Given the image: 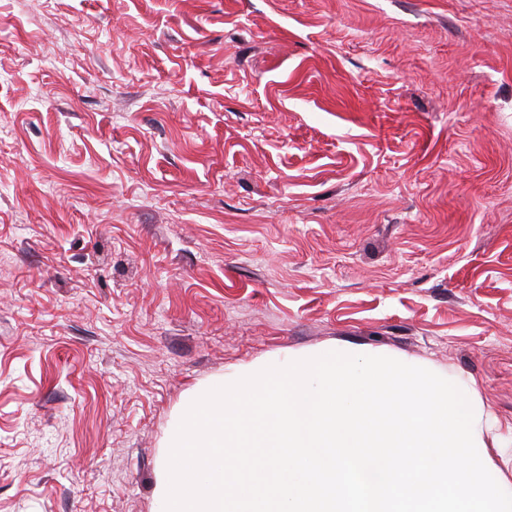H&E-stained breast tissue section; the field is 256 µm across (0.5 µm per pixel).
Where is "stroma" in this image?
<instances>
[{"mask_svg": "<svg viewBox=\"0 0 512 512\" xmlns=\"http://www.w3.org/2000/svg\"><path fill=\"white\" fill-rule=\"evenodd\" d=\"M329 351L512 493V0H0V512H159L196 386Z\"/></svg>", "mask_w": 512, "mask_h": 512, "instance_id": "1", "label": "stroma"}]
</instances>
